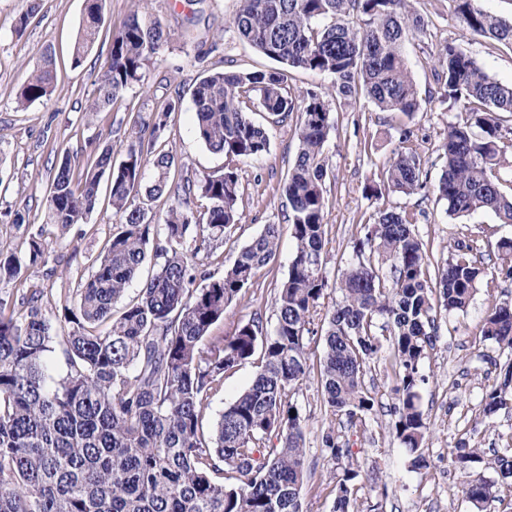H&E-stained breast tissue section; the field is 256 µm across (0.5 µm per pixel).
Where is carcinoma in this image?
<instances>
[{
  "label": "carcinoma",
  "mask_w": 512,
  "mask_h": 512,
  "mask_svg": "<svg viewBox=\"0 0 512 512\" xmlns=\"http://www.w3.org/2000/svg\"><path fill=\"white\" fill-rule=\"evenodd\" d=\"M104 0H86L74 44L73 63L91 50L103 21ZM233 25L266 57L291 68L332 76L331 88L297 100L286 90L282 69L215 72L192 90L196 137L229 163L217 173L188 177L177 186L163 223L154 224L152 201L169 192L171 151L155 148L171 102L150 125L134 120L123 161L112 164V148L93 151L80 166L66 158L45 199L44 221L65 234L84 223L98 205L99 186H110L119 224L105 241L96 269L72 291L55 327L44 289L34 288L23 309L0 300V512H302L306 477L303 418L295 395L311 374L307 341L320 336L324 355L318 381L324 404L352 426L366 425L374 398L364 381L367 363L388 337L400 369L395 413L398 440L425 467L422 452L429 426L418 405L426 381L420 365L436 339L437 308L463 312L486 279L489 244L458 240L431 279V259L415 218L405 211L381 212L364 225L354 258L334 288L342 295L332 311H321L326 275L323 179L324 144L334 126L335 100L368 97L381 112L411 115L421 98L403 47L425 31L410 0H238ZM470 31L512 46V21L484 11L479 0H455ZM360 24H351L352 18ZM169 33L137 13L112 37L86 115L108 111L143 70L166 51ZM444 96L464 110L448 125L440 146L444 171L437 185L447 212L493 213L512 224V178L503 167L512 157V85L491 78L460 48L446 43L437 57ZM53 91L51 58L33 65L17 103L26 107ZM256 93L262 109L284 121L297 115L298 153L283 191L294 250L275 296L276 322L263 327L258 314L230 336L208 338L211 326L274 259L279 228L263 231L215 278L199 261L217 256L226 229L243 216L238 168L231 162L269 150L263 126L246 112ZM404 134L381 181L365 187L368 198L382 189L411 195L427 180L424 163ZM207 201L195 210V201ZM154 247V274L138 294L125 299L129 284ZM498 276L512 280V239L497 244ZM18 257L0 259V280L20 278ZM318 328H313V325ZM486 341L512 349V301L495 306L480 330ZM61 347L66 370L50 366ZM260 355L251 383L220 414L210 435L202 420L227 372ZM491 415L512 405V362L503 381L487 391ZM321 444L336 461L348 454L335 430ZM493 469L512 477V449L494 458ZM358 472L347 470L335 487L334 512H354ZM492 484L478 473L468 484L474 503L490 498Z\"/></svg>",
  "instance_id": "1"
}]
</instances>
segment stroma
I'll list each match as a JSON object with an SVG mask.
<instances>
[{"label": "stroma", "instance_id": "1", "mask_svg": "<svg viewBox=\"0 0 512 512\" xmlns=\"http://www.w3.org/2000/svg\"><path fill=\"white\" fill-rule=\"evenodd\" d=\"M26 6V0H0V255L16 256L26 264L21 280L0 284V296L17 301L34 285L47 289L52 305L60 308L69 289L94 271L117 222L107 202L109 187L101 185L102 200L86 223L72 226L49 245L41 259L30 262L29 244L41 236L45 197L63 158L83 162L94 146L108 144L113 162H121L134 120L151 122L175 99L179 105L156 143L157 149H170L176 155L172 182L220 170L223 156L212 153L194 134L192 89L214 72H252L273 68L274 63L238 36L232 24L237 0H151L146 6L141 0H105L99 38L77 65L72 62V49L85 0H40L38 12L20 34L16 24ZM414 7L424 15L428 28L426 34L405 43L404 54L422 99L421 109L407 116L379 111L365 98L336 104L335 125L324 146L329 167L323 185L326 272L332 280L351 259L364 224L383 210L414 214L428 252L439 261L447 259L455 240L464 236L492 245L512 238V224L499 223L495 215L480 211L449 215L445 202L437 197L435 187L443 170L439 148L449 123L459 120L461 111L449 106L433 69L439 48L451 42L465 49L493 79L510 85L512 46L469 31L456 13L455 0H414ZM142 9L167 29L168 48L111 111L88 120L85 109L110 54L112 37L128 15ZM46 51L55 60L52 94L18 106L24 62ZM250 108L253 120L267 131L269 151L256 160L239 161L244 214L227 229L218 250L220 258L208 263L207 269L213 276H222L241 247L265 225H279L280 242L274 260L260 271L254 285L212 326L214 338L231 334L239 322L257 312L266 329H273L274 288L287 275L293 251L288 202L281 186L296 156L295 123L276 121L258 101H251ZM406 132L426 164L425 188L411 195L387 190L380 198H365L364 186L378 180ZM18 211L25 215V223H14ZM506 299H512V281L479 288L467 312L437 315L438 338L422 362L426 381L418 388L419 404L430 425L423 449L428 467L414 468L393 432L400 378L390 348H383L369 362L365 384L375 405L365 428L340 426L322 402L316 377L304 381L296 396L304 419L309 473L302 492L304 512H332L333 489L349 468L360 474L357 512H512V484L500 480L490 466L497 452L512 448V408L488 415L481 405L486 389L502 381L501 365L512 360V350L480 335L486 314ZM253 374V366L245 364L225 376L223 389L204 414V431L212 430L225 405L248 386ZM330 429L350 448L349 455L337 462L321 445L322 433ZM462 446L478 449L482 461L475 470L454 466L453 458ZM476 471L493 484L491 498L480 505L466 497Z\"/></svg>", "mask_w": 512, "mask_h": 512}]
</instances>
